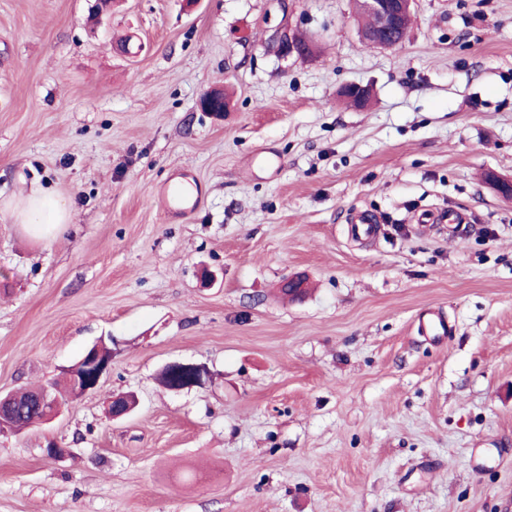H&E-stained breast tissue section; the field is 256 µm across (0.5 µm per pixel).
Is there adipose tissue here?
<instances>
[{
  "instance_id": "ef3b65f1",
  "label": "adipose tissue",
  "mask_w": 512,
  "mask_h": 512,
  "mask_svg": "<svg viewBox=\"0 0 512 512\" xmlns=\"http://www.w3.org/2000/svg\"><path fill=\"white\" fill-rule=\"evenodd\" d=\"M1 208L17 223L29 226L35 237L50 241L68 223L72 206L49 191L36 189L6 201Z\"/></svg>"
}]
</instances>
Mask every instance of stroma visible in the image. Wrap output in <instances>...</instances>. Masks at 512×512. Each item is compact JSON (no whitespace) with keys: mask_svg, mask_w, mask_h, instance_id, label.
<instances>
[{"mask_svg":"<svg viewBox=\"0 0 512 512\" xmlns=\"http://www.w3.org/2000/svg\"><path fill=\"white\" fill-rule=\"evenodd\" d=\"M89 7L0 0V201L73 205L50 243L0 218V396L120 350L53 422L0 433V512H512V199L486 179L512 182V0H416L393 50L351 0ZM213 88L228 112L198 107ZM448 209L465 223L416 222ZM359 213L375 238L349 237ZM172 360L210 381L162 388ZM418 330L423 336L443 342L452 333L453 326L438 310L428 309L418 317ZM104 346L103 341L92 345L75 365L64 369V373L72 379L78 397L97 390L103 377L108 374L115 349L109 348L105 355Z\"/></svg>","mask_w":512,"mask_h":512,"instance_id":"1","label":"stroma"}]
</instances>
